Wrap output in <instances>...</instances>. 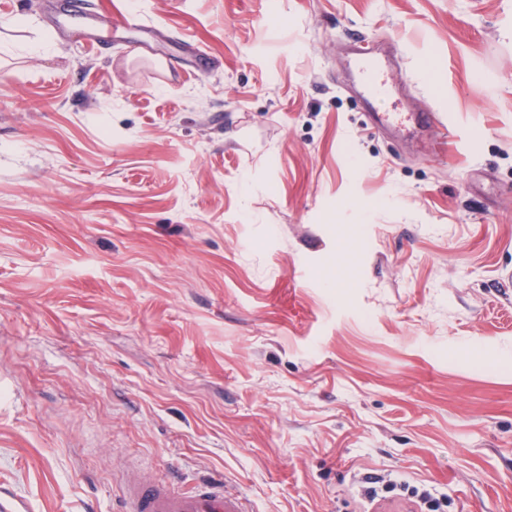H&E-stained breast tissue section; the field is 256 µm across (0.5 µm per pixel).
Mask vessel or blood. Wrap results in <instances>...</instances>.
Instances as JSON below:
<instances>
[{
    "instance_id": "vessel-or-blood-1",
    "label": "vessel or blood",
    "mask_w": 512,
    "mask_h": 512,
    "mask_svg": "<svg viewBox=\"0 0 512 512\" xmlns=\"http://www.w3.org/2000/svg\"><path fill=\"white\" fill-rule=\"evenodd\" d=\"M366 89L374 99L387 95L393 71L376 65L363 68ZM123 512H250L245 498L215 481L198 482L193 490L180 493L172 488L148 484L138 480L130 482L123 498Z\"/></svg>"
}]
</instances>
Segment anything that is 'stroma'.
Here are the masks:
<instances>
[{
  "label": "stroma",
  "mask_w": 512,
  "mask_h": 512,
  "mask_svg": "<svg viewBox=\"0 0 512 512\" xmlns=\"http://www.w3.org/2000/svg\"><path fill=\"white\" fill-rule=\"evenodd\" d=\"M72 2L0 0V484L512 512V0ZM351 43L451 137L377 130Z\"/></svg>",
  "instance_id": "1"
}]
</instances>
